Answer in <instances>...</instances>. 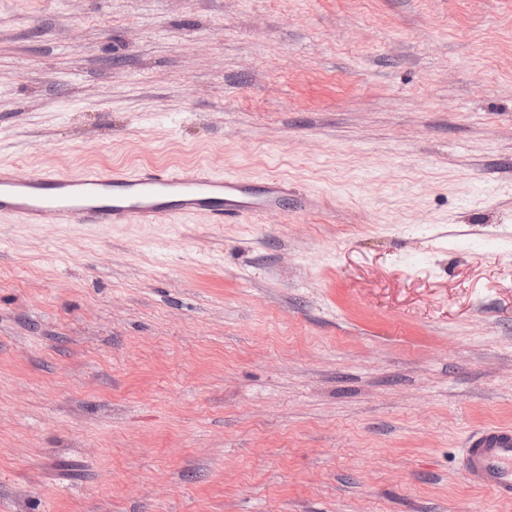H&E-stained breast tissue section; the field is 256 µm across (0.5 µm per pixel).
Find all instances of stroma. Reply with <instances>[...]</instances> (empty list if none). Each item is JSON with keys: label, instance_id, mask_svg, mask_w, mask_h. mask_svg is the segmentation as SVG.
<instances>
[{"label": "stroma", "instance_id": "obj_1", "mask_svg": "<svg viewBox=\"0 0 512 512\" xmlns=\"http://www.w3.org/2000/svg\"><path fill=\"white\" fill-rule=\"evenodd\" d=\"M116 163L311 205L0 220V512H512V0H0V165ZM462 461L470 482L512 499V427L489 424L468 435Z\"/></svg>", "mask_w": 512, "mask_h": 512}]
</instances>
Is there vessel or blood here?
<instances>
[{
	"instance_id": "vessel-or-blood-1",
	"label": "vessel or blood",
	"mask_w": 512,
	"mask_h": 512,
	"mask_svg": "<svg viewBox=\"0 0 512 512\" xmlns=\"http://www.w3.org/2000/svg\"><path fill=\"white\" fill-rule=\"evenodd\" d=\"M287 201L281 179L248 180L207 167H91L78 175L44 168L23 175L0 166V218L24 224H155L187 216L244 224ZM462 461L472 484L512 499L511 426L470 433Z\"/></svg>"
}]
</instances>
